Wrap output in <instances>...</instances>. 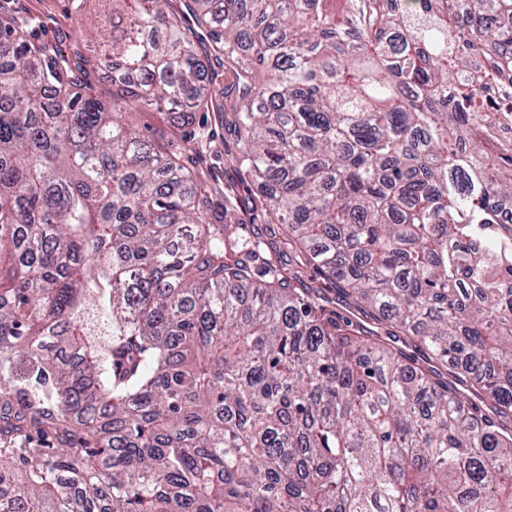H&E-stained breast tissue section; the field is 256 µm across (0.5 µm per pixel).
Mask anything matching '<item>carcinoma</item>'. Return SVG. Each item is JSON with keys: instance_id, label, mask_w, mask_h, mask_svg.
<instances>
[{"instance_id": "cac0c4a2", "label": "carcinoma", "mask_w": 512, "mask_h": 512, "mask_svg": "<svg viewBox=\"0 0 512 512\" xmlns=\"http://www.w3.org/2000/svg\"><path fill=\"white\" fill-rule=\"evenodd\" d=\"M69 2L0 12V512H512V0ZM10 7L20 18L30 19L31 27L42 39L66 43V0H10ZM211 129L210 136L204 138V145L200 156L199 168L203 169L205 174L208 176L212 184L218 191V196L215 199L219 204L224 203V198L221 194L224 193V183L228 181L227 168L224 165L225 152L234 149V141L224 131V126L220 125V122L212 112L206 125L201 114H197V118L193 126H189L186 130H192L196 132V137L205 131ZM212 133L214 134L211 137ZM326 295L329 298V303L327 304V313H336L337 317H343L344 319H349L353 321V323H360L367 328H373V324L367 321L362 317L357 311L352 310L349 306L343 302L341 299L338 300L336 298V292L334 291H326Z\"/></svg>"}]
</instances>
